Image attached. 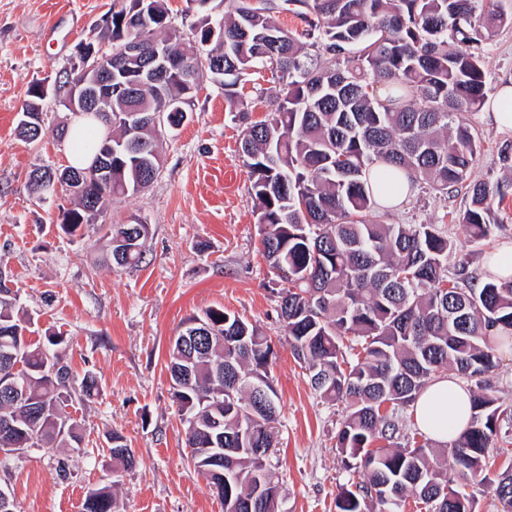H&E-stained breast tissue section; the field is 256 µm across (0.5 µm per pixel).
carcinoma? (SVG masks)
<instances>
[{"mask_svg": "<svg viewBox=\"0 0 512 512\" xmlns=\"http://www.w3.org/2000/svg\"><path fill=\"white\" fill-rule=\"evenodd\" d=\"M302 30L274 25L277 0H224V41L207 49L211 20L192 35L173 25L165 0H112V27L102 39L120 56L112 82V114L90 118L112 127L103 137L74 140L94 158L112 137V185L90 179L61 228L75 236L93 226L112 199L144 191L161 167L162 131L152 116L188 99L186 76L224 89L231 106L243 104L236 86L253 69L275 84V110L247 126V157L257 201L262 254L280 271L279 317L296 359L320 398L345 404L336 448L353 477L336 496V512H398L408 498L429 512H475L473 500L448 491V479L489 480L502 512H512V405L487 392L498 351L512 347V277L464 288L467 254L437 224H388L373 187L382 165L406 172L442 195L466 185L470 204L461 223L480 244L497 223L509 181H471L479 142L459 115L487 96L486 47L512 8L504 0H284ZM138 40L169 67L160 89L132 91L141 62L125 55ZM139 112L134 134L122 123ZM127 224H99L106 255L118 269L142 263L147 238L127 236ZM455 257L454 276L448 258ZM8 276L0 275V422L16 429L14 443L72 448L82 442L78 422L64 408L98 395L96 375L74 373L59 354L28 340L30 318L20 312ZM213 337H191L169 347L172 400L187 426L190 459L205 472L224 512H282L281 488L266 467L276 447L277 394L259 401L253 384L267 377L275 356L259 327L208 308ZM475 382L469 425L451 444L415 448L403 412L442 369ZM224 393V462H213L210 398ZM113 463L133 467L124 436L108 437ZM506 457L495 478L490 454ZM82 512H118L112 486L89 490Z\"/></svg>", "mask_w": 512, "mask_h": 512, "instance_id": "cac0c4a2", "label": "carcinoma"}]
</instances>
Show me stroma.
I'll list each match as a JSON object with an SVG mask.
<instances>
[{"label": "stroma", "instance_id": "stroma-1", "mask_svg": "<svg viewBox=\"0 0 512 512\" xmlns=\"http://www.w3.org/2000/svg\"><path fill=\"white\" fill-rule=\"evenodd\" d=\"M112 0H0V269L17 290L18 304L34 320L32 340L64 336L57 351L75 373L93 371L99 394L68 412L82 424L80 447L27 448L0 455V486L15 512H82L88 489L113 484L120 512H223L205 474L189 461L186 426L171 398L169 342L185 321L210 307L256 324L271 338L268 376L277 393V447L268 459L283 493V512H336V495L349 479L336 450L342 405L322 401L288 344L278 317L276 271L261 254L255 201L240 141L247 125L267 119L274 90L267 73L238 87L246 117L229 111L224 92L202 79L188 118L164 131L158 178L141 194L113 200L104 220L150 227L145 260L119 270L106 263L94 237H72L59 224L71 199L39 198L28 181L36 167L68 164L66 141L56 130L71 113L54 98L43 102L46 135L30 143L19 133L31 83L54 79L77 60L79 42L99 43ZM184 33L205 17L224 13L222 0H167ZM489 89L512 76V29L486 48ZM465 119L481 139L472 180L504 178L497 149L512 134L497 131L481 111ZM465 189L440 196L413 188L390 224H439L464 241L460 217ZM491 239L469 249L468 275L482 282L484 264L512 244V197L496 212ZM119 431L135 464L114 479L108 435ZM65 460L71 472L60 480Z\"/></svg>", "mask_w": 512, "mask_h": 512}]
</instances>
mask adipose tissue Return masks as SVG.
<instances>
[{"instance_id": "obj_1", "label": "adipose tissue", "mask_w": 512, "mask_h": 512, "mask_svg": "<svg viewBox=\"0 0 512 512\" xmlns=\"http://www.w3.org/2000/svg\"><path fill=\"white\" fill-rule=\"evenodd\" d=\"M412 412L426 435L438 442H449L469 421L470 393L456 375H442L417 395Z\"/></svg>"}]
</instances>
